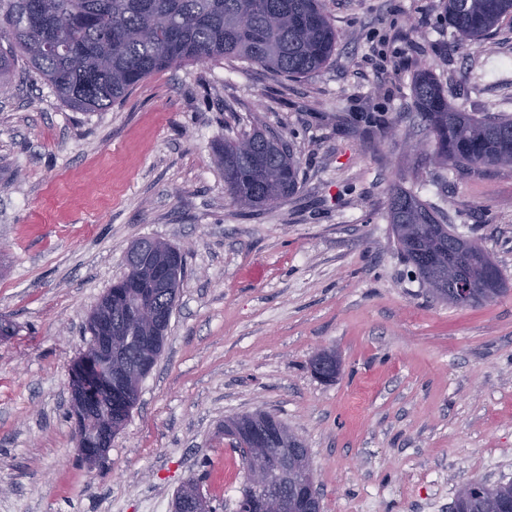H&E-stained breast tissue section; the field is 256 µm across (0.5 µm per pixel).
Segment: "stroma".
I'll return each instance as SVG.
<instances>
[{
    "mask_svg": "<svg viewBox=\"0 0 512 512\" xmlns=\"http://www.w3.org/2000/svg\"><path fill=\"white\" fill-rule=\"evenodd\" d=\"M442 0H323L338 34L321 71L183 62L98 112L61 102L21 50L0 93V512H171L197 480L235 512L242 460L222 426L258 409L304 442L321 512H449L468 480H512V168L462 176L413 151L430 136L410 84L512 115V25L453 37ZM261 129L300 162L270 210L224 193L215 145ZM478 239L508 288L432 301L397 250L390 189ZM186 252L164 347L105 458L69 416L83 325L135 240ZM333 383L311 372L320 350Z\"/></svg>",
    "mask_w": 512,
    "mask_h": 512,
    "instance_id": "1",
    "label": "stroma"
}]
</instances>
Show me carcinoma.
Here are the masks:
<instances>
[{"mask_svg":"<svg viewBox=\"0 0 512 512\" xmlns=\"http://www.w3.org/2000/svg\"><path fill=\"white\" fill-rule=\"evenodd\" d=\"M442 9L454 36L479 45L512 20V0H442ZM2 24L33 72L64 104L84 112L111 107L147 76L184 61L234 59L300 77L322 69L337 44L321 0H0ZM51 40L58 50L46 48ZM15 73L13 56L0 50V85L11 84ZM411 94L432 136L436 162L466 174L512 167V116L478 117L449 105L443 86L426 69L412 76ZM216 154L224 191L241 207L275 206L298 191V162L290 148L260 130L225 139ZM389 218L401 254L439 301H450L448 267L467 270L489 257L411 191H393ZM165 248L171 288L153 302L171 310L184 258L176 247ZM108 302L117 322L133 297L115 283ZM297 490L290 479L274 490L281 512L296 509ZM460 508L512 512V481L462 499Z\"/></svg>","mask_w":512,"mask_h":512,"instance_id":"carcinoma-1","label":"carcinoma"}]
</instances>
